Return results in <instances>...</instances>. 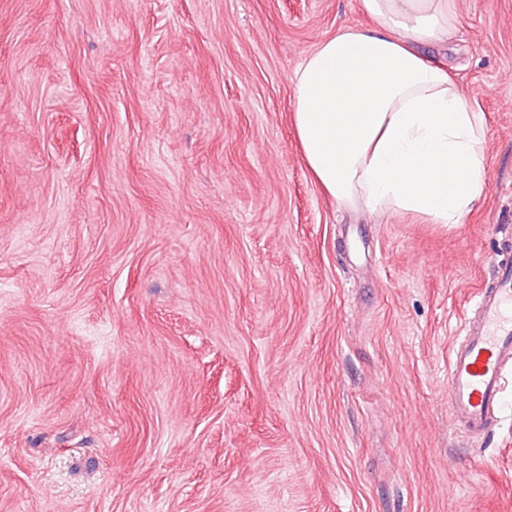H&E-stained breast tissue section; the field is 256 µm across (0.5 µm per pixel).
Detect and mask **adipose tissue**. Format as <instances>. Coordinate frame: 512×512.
Instances as JSON below:
<instances>
[{
	"instance_id": "1",
	"label": "adipose tissue",
	"mask_w": 512,
	"mask_h": 512,
	"mask_svg": "<svg viewBox=\"0 0 512 512\" xmlns=\"http://www.w3.org/2000/svg\"><path fill=\"white\" fill-rule=\"evenodd\" d=\"M372 25L323 39L295 76L306 166L345 208L461 223L488 178L485 125L422 53L458 30L455 0H360Z\"/></svg>"
}]
</instances>
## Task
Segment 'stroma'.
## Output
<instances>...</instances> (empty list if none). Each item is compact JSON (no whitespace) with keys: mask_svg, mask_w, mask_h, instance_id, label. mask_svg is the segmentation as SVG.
Here are the masks:
<instances>
[{"mask_svg":"<svg viewBox=\"0 0 512 512\" xmlns=\"http://www.w3.org/2000/svg\"><path fill=\"white\" fill-rule=\"evenodd\" d=\"M456 7L488 182L431 224L303 161L295 72L358 0H0V512H512V394L448 424L512 232V0Z\"/></svg>","mask_w":512,"mask_h":512,"instance_id":"obj_1","label":"stroma"}]
</instances>
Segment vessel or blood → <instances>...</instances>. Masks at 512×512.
<instances>
[{
    "label": "vessel or blood",
    "mask_w": 512,
    "mask_h": 512,
    "mask_svg": "<svg viewBox=\"0 0 512 512\" xmlns=\"http://www.w3.org/2000/svg\"><path fill=\"white\" fill-rule=\"evenodd\" d=\"M512 386V234L496 243L490 275L461 324L448 361L452 428L486 433L502 414Z\"/></svg>",
    "instance_id": "1"
}]
</instances>
